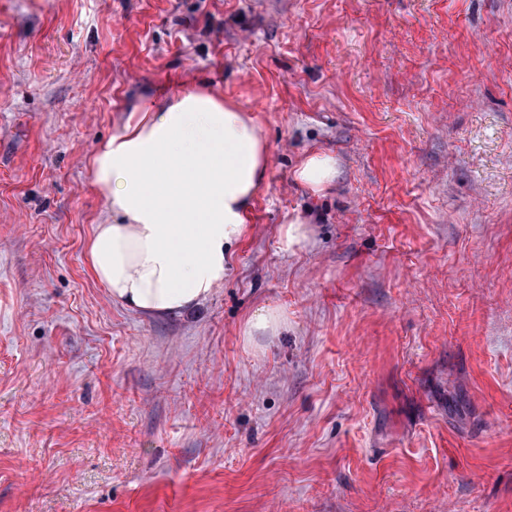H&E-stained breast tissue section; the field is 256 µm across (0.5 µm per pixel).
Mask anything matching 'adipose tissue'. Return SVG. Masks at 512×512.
I'll use <instances>...</instances> for the list:
<instances>
[{"label": "adipose tissue", "mask_w": 512, "mask_h": 512, "mask_svg": "<svg viewBox=\"0 0 512 512\" xmlns=\"http://www.w3.org/2000/svg\"><path fill=\"white\" fill-rule=\"evenodd\" d=\"M268 161L253 118L204 87L134 106L90 163L112 214L87 241L91 274L142 315L197 307L224 282ZM336 175L335 158L319 153L293 173L315 194Z\"/></svg>", "instance_id": "obj_1"}]
</instances>
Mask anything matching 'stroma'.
Instances as JSON below:
<instances>
[{"label": "stroma", "mask_w": 512, "mask_h": 512, "mask_svg": "<svg viewBox=\"0 0 512 512\" xmlns=\"http://www.w3.org/2000/svg\"><path fill=\"white\" fill-rule=\"evenodd\" d=\"M193 79L270 162L150 317L89 271V160ZM0 512H512V0H0ZM337 164L331 155L313 153L295 169L293 177L318 194L336 181ZM287 318L278 307L266 306L258 309L244 326L242 336L251 341L253 336L262 333H278L285 329Z\"/></svg>", "instance_id": "1"}]
</instances>
